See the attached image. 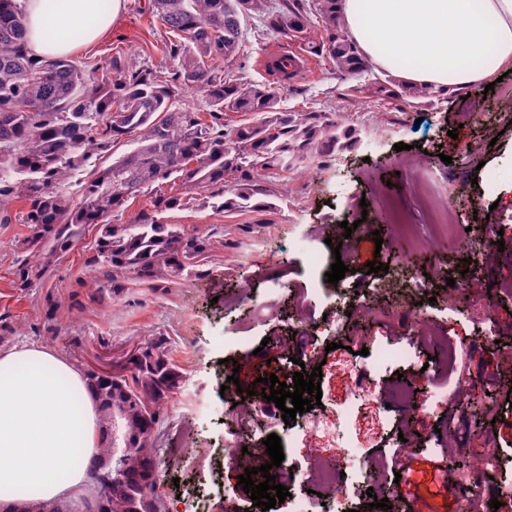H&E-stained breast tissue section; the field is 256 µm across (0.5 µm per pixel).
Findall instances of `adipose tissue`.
<instances>
[{"instance_id":"obj_1","label":"adipose tissue","mask_w":512,"mask_h":512,"mask_svg":"<svg viewBox=\"0 0 512 512\" xmlns=\"http://www.w3.org/2000/svg\"><path fill=\"white\" fill-rule=\"evenodd\" d=\"M33 57L72 56L105 37L123 0H19ZM352 39L380 69L443 92L512 63V0H340ZM103 429L83 372L42 346L0 352V507L77 497Z\"/></svg>"}]
</instances>
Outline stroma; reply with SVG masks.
I'll use <instances>...</instances> for the list:
<instances>
[{
    "label": "stroma",
    "mask_w": 512,
    "mask_h": 512,
    "mask_svg": "<svg viewBox=\"0 0 512 512\" xmlns=\"http://www.w3.org/2000/svg\"><path fill=\"white\" fill-rule=\"evenodd\" d=\"M327 26L310 17L305 38L271 36L246 26L242 54L231 61L213 62L225 79L241 83H268L274 75L263 59L272 52L307 51L309 42L325 39ZM171 36L145 10V0H123L110 33L83 50L77 60L87 67H104L113 55H124L131 66L160 72L173 69ZM275 82V81H274ZM372 74L357 81L341 79L330 65L311 58L308 71L297 79L277 83L279 105L288 112L339 114L344 125L363 129L352 151L317 164L315 178L288 184V205L280 212L225 214L198 205L164 213L169 224L199 227L210 236L209 274L173 284L145 283L127 275L125 288L110 307L96 300L98 282L77 285L85 261L93 256L97 225H87L78 245L57 262L45 278V287L24 288L18 269L22 256L14 246L24 233L22 224H0V350L20 344L55 348L61 355L79 349L77 368L108 365L128 356L148 339L162 341L167 356L183 375L179 391L167 402L163 421L155 432L159 470L158 491L166 512H262L238 483V468L224 465L222 448L229 426L223 422L220 390L228 370L238 372L243 390L256 378L277 376L286 381V357L321 367V402L349 408L346 438L351 454L323 447V461H337L350 470L374 474L372 496L353 500V512H371V497L388 499L391 512H462L465 503L455 488V477L476 456L478 442L497 448L501 470L483 482L474 512H507L493 507L498 484L512 480V294L500 290L512 268V123L498 120L495 94L481 87H450L436 94L428 107L405 99L382 98L370 90ZM362 85L350 95L351 84ZM483 113L484 125L459 124L462 108ZM496 126L497 141L486 137L485 125ZM420 146L434 177L447 188L462 226L457 239L429 250L422 242L430 227L409 193L411 175L395 161L397 143ZM451 164H444V157ZM384 188L390 206L404 208L413 228L408 236L392 233L390 213L376 203L361 207L367 179ZM354 223L345 233L343 222ZM491 223L504 232L502 245L480 238L481 225ZM382 245H375L374 236ZM341 246L348 271L344 279L328 283L325 274L310 277L303 246ZM384 263V270L366 273L365 264ZM454 286H447V279ZM480 279L485 304L454 302V287L466 279ZM292 288L317 286L319 296L302 308L311 320V333L292 329L294 305L277 293L279 283ZM262 297L277 294L276 312L252 321L242 298L244 288ZM357 294L384 316L366 318L331 333L324 316L336 310L338 290ZM423 303L434 330L419 338L412 326L410 306ZM248 334V348L231 351L225 337ZM397 344L412 355L411 363L373 364L374 352ZM470 352L455 374H448L442 357L448 345ZM345 363L363 366L373 401H357L350 384L338 377ZM470 381V393L481 398L480 415L456 410L452 402L436 399L438 389H452L459 378ZM408 390L399 399L396 387ZM414 405L405 414L404 404ZM299 422H284L281 413L265 415L255 406L248 434L239 443L277 434L286 459L301 463L305 448L297 439ZM411 445V471L396 478L385 466L387 454Z\"/></svg>",
    "instance_id": "35a3bbf8"
}]
</instances>
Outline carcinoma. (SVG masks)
Listing matches in <instances>:
<instances>
[{
  "instance_id": "cac0c4a2",
  "label": "carcinoma",
  "mask_w": 512,
  "mask_h": 512,
  "mask_svg": "<svg viewBox=\"0 0 512 512\" xmlns=\"http://www.w3.org/2000/svg\"><path fill=\"white\" fill-rule=\"evenodd\" d=\"M147 12L176 38L170 46L176 66L164 80L120 56L101 74L68 57L37 60L27 50L20 4L0 0V224L11 223V203L23 204L18 221L28 233L15 240L23 288L32 287V270L45 276L74 248L88 224L98 226V238L85 275L110 279L98 291L100 303L119 296L128 273L150 283L199 278L204 269L197 257L207 252L210 235L166 224L162 213L191 200L232 214L280 211L288 198L270 187L272 181L286 186L306 174L315 148L325 158L357 142L356 129L341 127L325 112L281 110L277 86L226 83L208 65L240 54L246 20L288 35L305 30L310 12L334 27L342 20L338 0H148ZM310 49L346 78L372 68L359 46L334 30ZM189 87L204 97V111L184 107L181 96ZM374 90L420 106L433 102L432 88L389 75ZM229 112L253 118L230 124ZM123 137L133 138L127 154L81 183L78 198L63 195L68 177ZM148 189L155 192L152 212H139L131 224L114 223ZM85 377L101 419L128 448L118 459L113 442H105L88 468L107 487L103 510L88 492L16 512H165L154 481L153 433L166 400L180 389V370L161 342L150 341L131 355L117 380L94 370Z\"/></svg>"
}]
</instances>
